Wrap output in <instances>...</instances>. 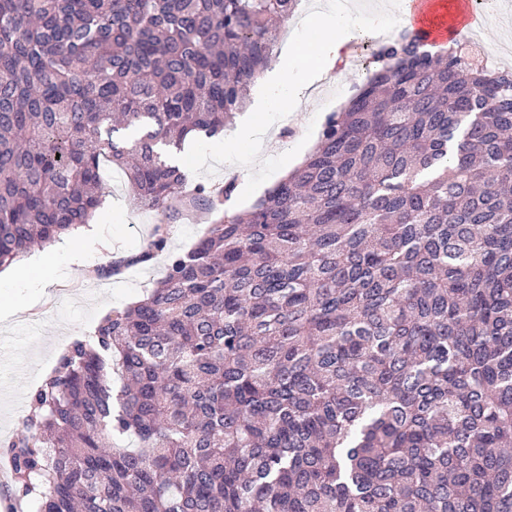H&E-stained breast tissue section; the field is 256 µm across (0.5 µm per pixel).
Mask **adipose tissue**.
<instances>
[{
	"mask_svg": "<svg viewBox=\"0 0 512 512\" xmlns=\"http://www.w3.org/2000/svg\"><path fill=\"white\" fill-rule=\"evenodd\" d=\"M312 21L317 27L332 33L331 39L323 43L316 54L317 67L326 70L345 61L351 46L365 32L391 22L406 27L413 24L404 0H392L391 9L382 15L360 12L357 0H331L326 9L314 13ZM311 76L312 69L290 59H281L263 83L255 111L235 129L234 139L243 142L260 135L265 129L266 112L273 108L294 107L304 95Z\"/></svg>",
	"mask_w": 512,
	"mask_h": 512,
	"instance_id": "adipose-tissue-1",
	"label": "adipose tissue"
}]
</instances>
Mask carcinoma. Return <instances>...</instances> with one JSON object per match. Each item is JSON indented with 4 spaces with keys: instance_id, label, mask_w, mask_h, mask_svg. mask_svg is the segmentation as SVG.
Instances as JSON below:
<instances>
[{
    "instance_id": "obj_1",
    "label": "carcinoma",
    "mask_w": 512,
    "mask_h": 512,
    "mask_svg": "<svg viewBox=\"0 0 512 512\" xmlns=\"http://www.w3.org/2000/svg\"><path fill=\"white\" fill-rule=\"evenodd\" d=\"M300 2L0 0V268L88 223L107 165L159 219L98 274L165 258L30 392L20 512H512V72L405 29L249 209L167 162ZM202 224H177L172 234L171 249L183 251L189 249L198 239Z\"/></svg>"
}]
</instances>
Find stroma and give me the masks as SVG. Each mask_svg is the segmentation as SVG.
I'll list each match as a JSON object with an SVG mask.
<instances>
[{"label":"stroma","mask_w":512,"mask_h":512,"mask_svg":"<svg viewBox=\"0 0 512 512\" xmlns=\"http://www.w3.org/2000/svg\"><path fill=\"white\" fill-rule=\"evenodd\" d=\"M323 2L301 0L299 10L282 27V48L300 49L310 41L329 39V32L305 23ZM352 58L347 67L319 71L306 92L307 102L293 109L301 123L292 139H281V117L274 111L267 117L266 133L252 143L228 139L219 145L212 139L188 137L180 164L195 171L200 182L221 184L236 178L238 205L249 207L312 150L326 115L340 110L356 94L371 69L370 56L358 47ZM104 179L108 205L95 216L103 249L90 252L82 264L59 261L50 295H43L34 277L0 288V305L10 310L7 318H0V441L21 431L28 395L52 368L58 352L73 337L90 335L112 308L139 300L163 274L164 263L159 260L119 277H90L89 268L138 251L157 219L155 212L139 208L122 172L105 168Z\"/></svg>","instance_id":"stroma-1"}]
</instances>
